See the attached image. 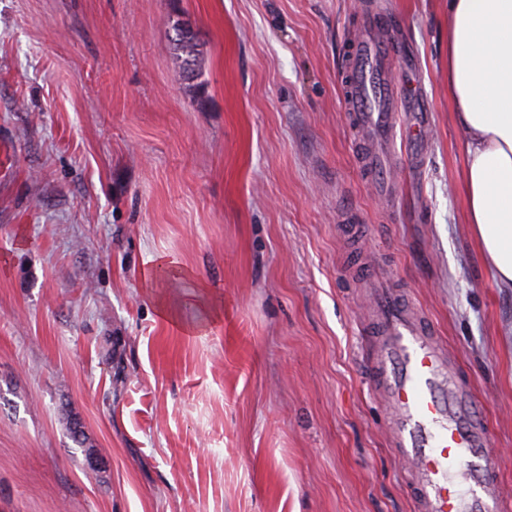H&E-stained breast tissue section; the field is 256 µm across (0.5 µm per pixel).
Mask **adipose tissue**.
Wrapping results in <instances>:
<instances>
[{"mask_svg":"<svg viewBox=\"0 0 512 512\" xmlns=\"http://www.w3.org/2000/svg\"><path fill=\"white\" fill-rule=\"evenodd\" d=\"M448 93L464 136L467 222L512 289V0H448Z\"/></svg>","mask_w":512,"mask_h":512,"instance_id":"ef3b65f1","label":"adipose tissue"}]
</instances>
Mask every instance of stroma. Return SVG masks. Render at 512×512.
<instances>
[{
	"mask_svg": "<svg viewBox=\"0 0 512 512\" xmlns=\"http://www.w3.org/2000/svg\"><path fill=\"white\" fill-rule=\"evenodd\" d=\"M369 7L421 88L402 121L430 119L386 200L341 96ZM464 170L448 0H0V512H414L366 375L376 259L471 375L512 496V290ZM162 258L185 279L147 283ZM172 29L176 35L177 58L180 59L184 70L191 75V79L197 78L199 73L195 74V67L199 55V44L196 33L181 23L179 19L173 22Z\"/></svg>",
	"mask_w": 512,
	"mask_h": 512,
	"instance_id": "stroma-1",
	"label": "stroma"
}]
</instances>
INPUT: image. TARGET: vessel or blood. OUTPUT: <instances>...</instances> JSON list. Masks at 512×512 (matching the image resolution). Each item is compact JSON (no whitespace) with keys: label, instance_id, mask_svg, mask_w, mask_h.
Returning a JSON list of instances; mask_svg holds the SVG:
<instances>
[{"label":"vessel or blood","instance_id":"obj_1","mask_svg":"<svg viewBox=\"0 0 512 512\" xmlns=\"http://www.w3.org/2000/svg\"><path fill=\"white\" fill-rule=\"evenodd\" d=\"M393 23L385 11L362 14L345 51L341 89L349 122L371 140L359 145L357 160L379 194L391 190L384 173L397 115L417 96L413 84L393 81L399 52L385 36ZM371 320L367 378L383 397L390 446L408 466L407 494L416 512H503L491 433L469 376L392 278L381 281Z\"/></svg>","mask_w":512,"mask_h":512}]
</instances>
